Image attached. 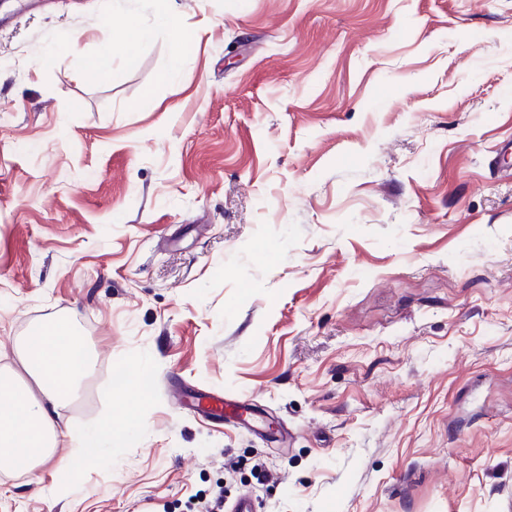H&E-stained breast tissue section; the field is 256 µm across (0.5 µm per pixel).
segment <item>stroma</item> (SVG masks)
Returning <instances> with one entry per match:
<instances>
[{
  "instance_id": "obj_1",
  "label": "stroma",
  "mask_w": 512,
  "mask_h": 512,
  "mask_svg": "<svg viewBox=\"0 0 512 512\" xmlns=\"http://www.w3.org/2000/svg\"><path fill=\"white\" fill-rule=\"evenodd\" d=\"M506 139L512 0H0V368L67 317L112 429L0 512H512ZM146 32L131 21L112 25V40L106 45L100 55L89 65L87 75L91 79H98L108 72L112 62V55L119 49H129L136 42L142 40ZM198 407L207 414L224 415L227 418H236L245 421V417L249 413L246 403L239 401H224V399H216L212 402L208 399L199 398ZM72 448L68 455L56 463V470L62 476L58 489H63L72 481L87 464L98 460L102 444L112 442V429L102 427L93 432H68L63 434Z\"/></svg>"
}]
</instances>
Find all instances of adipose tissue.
I'll return each instance as SVG.
<instances>
[{
	"mask_svg": "<svg viewBox=\"0 0 512 512\" xmlns=\"http://www.w3.org/2000/svg\"><path fill=\"white\" fill-rule=\"evenodd\" d=\"M144 36V30L132 22L113 25L112 40L89 65L88 77L104 76L113 54L131 48ZM19 350L23 374H0V470L32 476L52 461L62 484H69L87 464L99 459L102 444L112 439L108 427L71 432L68 455L54 456L60 438L55 418L90 371L91 353L84 337L63 322L41 324L23 338Z\"/></svg>",
	"mask_w": 512,
	"mask_h": 512,
	"instance_id": "ef3b65f1",
	"label": "adipose tissue"
}]
</instances>
